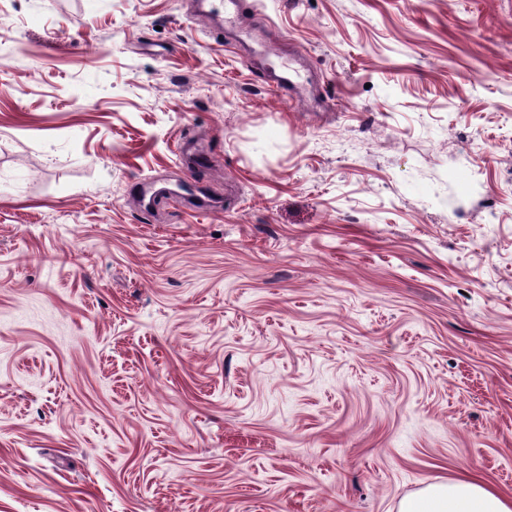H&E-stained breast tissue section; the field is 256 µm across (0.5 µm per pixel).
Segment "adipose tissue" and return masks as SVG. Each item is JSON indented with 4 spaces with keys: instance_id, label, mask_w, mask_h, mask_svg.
Wrapping results in <instances>:
<instances>
[{
    "instance_id": "adipose-tissue-1",
    "label": "adipose tissue",
    "mask_w": 512,
    "mask_h": 512,
    "mask_svg": "<svg viewBox=\"0 0 512 512\" xmlns=\"http://www.w3.org/2000/svg\"><path fill=\"white\" fill-rule=\"evenodd\" d=\"M398 512H512V501L476 481L452 478L405 496Z\"/></svg>"
}]
</instances>
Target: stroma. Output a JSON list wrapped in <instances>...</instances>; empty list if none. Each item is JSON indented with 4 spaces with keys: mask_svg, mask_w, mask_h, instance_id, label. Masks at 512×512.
Listing matches in <instances>:
<instances>
[{
    "mask_svg": "<svg viewBox=\"0 0 512 512\" xmlns=\"http://www.w3.org/2000/svg\"><path fill=\"white\" fill-rule=\"evenodd\" d=\"M237 2L0 0V512L512 499V0ZM398 512H511L512 501L466 478L428 484L402 498Z\"/></svg>",
    "mask_w": 512,
    "mask_h": 512,
    "instance_id": "obj_1",
    "label": "stroma"
}]
</instances>
